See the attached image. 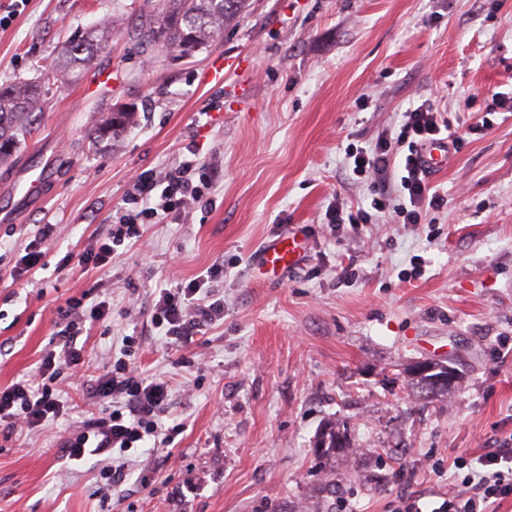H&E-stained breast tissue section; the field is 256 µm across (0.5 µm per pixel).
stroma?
<instances>
[{
	"instance_id": "stroma-1",
	"label": "stroma",
	"mask_w": 512,
	"mask_h": 512,
	"mask_svg": "<svg viewBox=\"0 0 512 512\" xmlns=\"http://www.w3.org/2000/svg\"><path fill=\"white\" fill-rule=\"evenodd\" d=\"M143 6L28 0L0 28V84L40 80L75 30ZM222 58L243 66L207 82ZM510 90L512 0H251L219 43L185 59L113 30L90 66L51 82L31 135L0 164V385L34 373L66 299L105 295L110 327L83 335L90 374L138 337V366L171 385L164 422L184 431L171 447L130 449L126 481L96 496L101 462L57 449L98 410L70 390L68 419L28 435L0 426V512H272L309 496L314 441L331 422L363 450L337 458L332 512H391L403 496L430 512L448 491L432 464L512 434V115L483 114L485 95ZM419 98L465 132L431 175L446 198L434 226L385 215L330 230L337 201L371 200L349 151L398 131ZM120 105L135 124L94 143ZM215 157L211 206L147 225L108 269L61 267L123 208L134 177ZM36 163L55 167L56 186L14 206L13 182ZM42 224L59 227L44 270L12 281ZM292 232L301 261L260 272L261 251ZM219 261L223 319L179 346L152 333L155 289ZM421 360L457 370L448 397L408 390L404 370Z\"/></svg>"
}]
</instances>
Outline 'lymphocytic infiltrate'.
<instances>
[{
    "mask_svg": "<svg viewBox=\"0 0 512 512\" xmlns=\"http://www.w3.org/2000/svg\"><path fill=\"white\" fill-rule=\"evenodd\" d=\"M443 135L454 144L460 140L433 101L413 102L404 111L398 132L382 133L371 149L353 152L352 173L370 179L371 201L368 207L353 210L336 205L326 213L329 228L347 222L368 224L377 212L389 214L401 224L425 223L429 212L442 208L443 198L432 190L424 153ZM215 168L212 162L188 160L161 176L138 177L131 208L87 245L78 257L79 266L105 269L116 246L128 239H142L143 225L168 224L192 208L208 205ZM395 170L400 176L393 186L388 177ZM223 277L224 265L217 262L203 275L157 289L152 300V329L167 343L179 344L191 340L206 323L223 318V301H209L204 296L206 286ZM111 319L112 300L108 297L92 301L71 297L58 306L51 347L42 355L34 376L0 387V423L11 431H39L68 417V389L80 385L88 399L100 403L102 409L62 438L58 448L62 457L72 461L105 459L107 465L100 477L114 488L128 475L124 451L148 441L173 442L178 430L163 423L170 402L169 385L139 372L134 337H123L118 356L104 373L85 375V348L80 341L84 325ZM450 467L458 477L431 512H490L491 505L512 499V435L478 458L454 457Z\"/></svg>",
    "mask_w": 512,
    "mask_h": 512,
    "instance_id": "obj_1",
    "label": "lymphocytic infiltrate"
}]
</instances>
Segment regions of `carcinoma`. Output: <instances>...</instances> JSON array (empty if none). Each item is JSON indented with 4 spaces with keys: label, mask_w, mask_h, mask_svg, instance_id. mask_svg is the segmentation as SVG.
<instances>
[{
    "label": "carcinoma",
    "mask_w": 512,
    "mask_h": 512,
    "mask_svg": "<svg viewBox=\"0 0 512 512\" xmlns=\"http://www.w3.org/2000/svg\"><path fill=\"white\" fill-rule=\"evenodd\" d=\"M149 7L139 13L130 26L129 35L141 47L160 44L175 57L186 52L188 46L202 51L211 47L224 29L243 14L249 0H147ZM124 24L115 17L103 19L95 28L77 32L57 53L54 63L43 72V81L49 82L68 68L89 65L101 50V42L112 34V29ZM44 102L41 83L18 81L0 85V161L12 155L21 140L32 132V113ZM135 111L130 109L118 116H110L95 130L98 138L117 135L132 125ZM435 371L418 376L413 367L406 368L408 386L415 397L433 399L448 394L452 384L436 388L431 378L448 371L449 366L434 363ZM347 430L334 425L323 430L316 441L315 454L325 465L336 462V456L352 451ZM336 489V473L332 472L314 486L318 501L328 499Z\"/></svg>",
    "instance_id": "cac0c4a2"
}]
</instances>
